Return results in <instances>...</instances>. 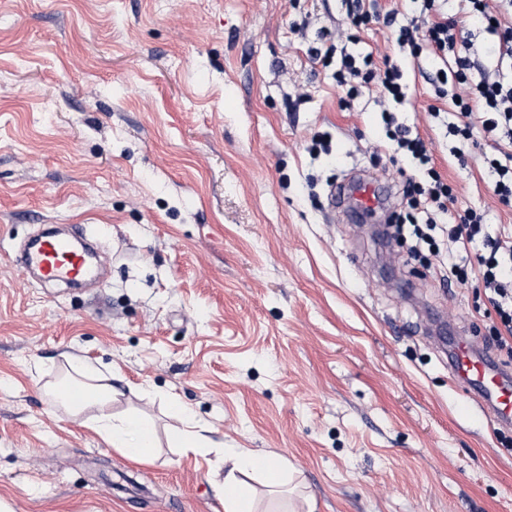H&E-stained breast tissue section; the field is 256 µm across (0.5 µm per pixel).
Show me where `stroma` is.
Segmentation results:
<instances>
[{
	"instance_id": "obj_1",
	"label": "stroma",
	"mask_w": 512,
	"mask_h": 512,
	"mask_svg": "<svg viewBox=\"0 0 512 512\" xmlns=\"http://www.w3.org/2000/svg\"><path fill=\"white\" fill-rule=\"evenodd\" d=\"M347 0H0V512H224L216 449L187 452L173 404L228 448L287 461L302 512H512V429L463 413L425 330L434 312L484 346L491 305L444 282L445 254L331 221L332 184L416 178L382 142L377 87L342 103L320 31L401 66L398 119L456 190L512 229L479 138L464 157L431 60ZM331 137L311 155L315 135ZM45 224H84L105 281L39 283L13 253ZM156 430L133 462L68 412V356Z\"/></svg>"
}]
</instances>
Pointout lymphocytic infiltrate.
Here are the masks:
<instances>
[{
    "label": "lymphocytic infiltrate",
    "mask_w": 512,
    "mask_h": 512,
    "mask_svg": "<svg viewBox=\"0 0 512 512\" xmlns=\"http://www.w3.org/2000/svg\"><path fill=\"white\" fill-rule=\"evenodd\" d=\"M443 0H423L418 16L398 23L393 12L366 10L362 0H351L348 15L353 27L382 18L394 28L399 47L413 57L441 61L429 79L438 99L452 104L453 122L448 134L467 142L475 127L495 136L497 152L485 159L491 186L499 202L512 207V0H459L455 16L445 15ZM481 19L490 37L489 62L475 69L471 59L473 43L466 35L469 20ZM310 55L323 64H336V85L347 95H360L363 88L376 85L383 107L385 137L396 154L411 158L420 169V181L403 188L409 208L391 214L392 223L406 228L415 246L439 249L441 243L460 248L482 241L485 252L478 255V285L483 288L497 317L491 326V345L512 358V235L493 238L484 232L485 214L468 207L454 213L453 186L435 167L424 141L399 122L395 106L404 104L407 86L398 65H377L372 55L357 56L338 50L336 44L311 47Z\"/></svg>",
    "instance_id": "lymphocytic-infiltrate-1"
}]
</instances>
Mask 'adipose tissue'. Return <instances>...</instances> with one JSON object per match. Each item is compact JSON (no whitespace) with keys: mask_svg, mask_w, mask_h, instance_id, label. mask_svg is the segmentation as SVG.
<instances>
[{"mask_svg":"<svg viewBox=\"0 0 512 512\" xmlns=\"http://www.w3.org/2000/svg\"><path fill=\"white\" fill-rule=\"evenodd\" d=\"M78 379L73 386L83 392L81 401L71 403L69 409L77 413L87 407L95 408L91 423L107 443L124 456L138 461L148 456L155 446V431L145 419L128 414H116L111 404L116 394L112 385L93 367L72 361ZM257 457L250 451L230 448L224 452V512H258L253 498L244 489L245 477L259 473Z\"/></svg>","mask_w":512,"mask_h":512,"instance_id":"adipose-tissue-1","label":"adipose tissue"}]
</instances>
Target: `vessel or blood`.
Listing matches in <instances>:
<instances>
[{
  "label": "vessel or blood",
  "mask_w": 512,
  "mask_h": 512,
  "mask_svg": "<svg viewBox=\"0 0 512 512\" xmlns=\"http://www.w3.org/2000/svg\"><path fill=\"white\" fill-rule=\"evenodd\" d=\"M389 192L377 181L359 177L346 193L350 218L363 220L380 210ZM26 268L34 270L48 284H78L95 275L85 249L72 238L48 233L35 239L22 252ZM448 371L454 380L469 387V398L496 425L512 426V378L490 358L475 354L464 342L455 343L448 353Z\"/></svg>",
  "instance_id": "vessel-or-blood-1"
}]
</instances>
